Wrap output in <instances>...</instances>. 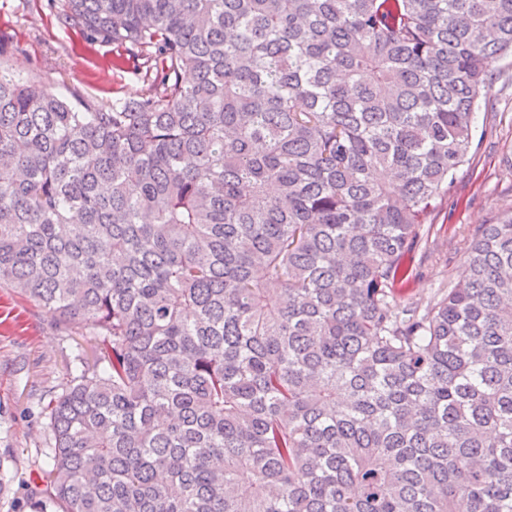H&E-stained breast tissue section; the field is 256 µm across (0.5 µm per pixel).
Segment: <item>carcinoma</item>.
<instances>
[{"label": "carcinoma", "mask_w": 512, "mask_h": 512, "mask_svg": "<svg viewBox=\"0 0 512 512\" xmlns=\"http://www.w3.org/2000/svg\"><path fill=\"white\" fill-rule=\"evenodd\" d=\"M146 88L0 72V284L98 355L33 512H512V216L399 307L512 0H65Z\"/></svg>", "instance_id": "obj_1"}]
</instances>
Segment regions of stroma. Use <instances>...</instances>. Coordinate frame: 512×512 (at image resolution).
Listing matches in <instances>:
<instances>
[{
	"instance_id": "obj_1",
	"label": "stroma",
	"mask_w": 512,
	"mask_h": 512,
	"mask_svg": "<svg viewBox=\"0 0 512 512\" xmlns=\"http://www.w3.org/2000/svg\"><path fill=\"white\" fill-rule=\"evenodd\" d=\"M0 35L13 46L5 66L34 73L55 92L78 90L102 105L137 95L143 78L132 59L111 44L92 42L64 25L47 0H0ZM512 215V56L494 65L492 85L477 114L470 159L427 217V235L414 258L416 274L396 292L402 306L422 307L463 270L475 229ZM90 330L59 325L45 310L0 287V465L11 490L0 512H31L49 442L40 409L71 377Z\"/></svg>"
}]
</instances>
